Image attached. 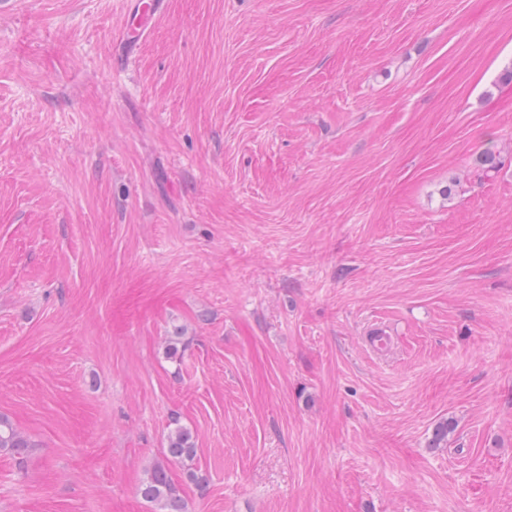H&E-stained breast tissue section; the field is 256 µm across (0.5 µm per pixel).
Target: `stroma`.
Segmentation results:
<instances>
[{"label":"stroma","mask_w":512,"mask_h":512,"mask_svg":"<svg viewBox=\"0 0 512 512\" xmlns=\"http://www.w3.org/2000/svg\"><path fill=\"white\" fill-rule=\"evenodd\" d=\"M126 2L0 0V512H512V0ZM163 0H129L127 9L136 22L120 40V46L130 47L137 43L161 11ZM31 440L20 431L12 421L0 415V452L9 453L16 463L24 464L29 448H33ZM174 425L168 433L165 461L156 462L141 481L138 492L147 502L161 506L159 512H186L185 502L180 490L174 482L169 463L181 467L184 479L194 484L200 491L206 489L207 481L194 467L197 448L192 431L173 419Z\"/></svg>","instance_id":"stroma-1"}]
</instances>
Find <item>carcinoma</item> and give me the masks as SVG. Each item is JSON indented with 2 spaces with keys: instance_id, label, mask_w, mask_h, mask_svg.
<instances>
[{
  "instance_id": "carcinoma-1",
  "label": "carcinoma",
  "mask_w": 512,
  "mask_h": 512,
  "mask_svg": "<svg viewBox=\"0 0 512 512\" xmlns=\"http://www.w3.org/2000/svg\"><path fill=\"white\" fill-rule=\"evenodd\" d=\"M498 171L496 156L486 150L478 159V177L486 180ZM173 428L168 433L165 460L156 462L141 481L138 492L140 496L161 506L160 512H186L185 502L180 490L174 482L169 464L181 467L184 479L195 485L199 490L206 489L207 481L194 467L197 448L192 431L173 420ZM34 447L31 440L20 431L12 421L0 415V452L9 453L18 465H23L30 448Z\"/></svg>"
}]
</instances>
